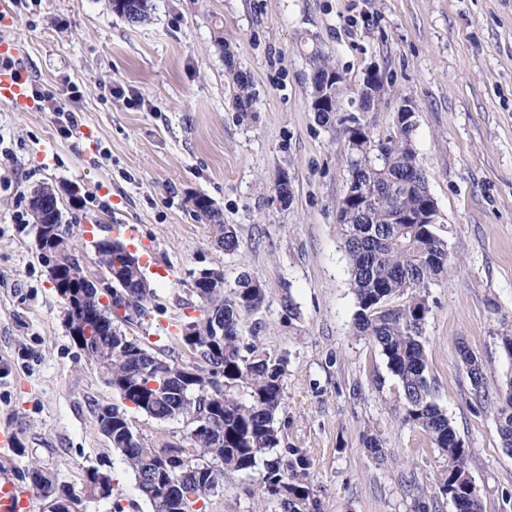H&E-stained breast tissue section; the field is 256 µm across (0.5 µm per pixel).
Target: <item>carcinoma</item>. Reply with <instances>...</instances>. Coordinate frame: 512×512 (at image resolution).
Returning <instances> with one entry per match:
<instances>
[{"label": "carcinoma", "mask_w": 512, "mask_h": 512, "mask_svg": "<svg viewBox=\"0 0 512 512\" xmlns=\"http://www.w3.org/2000/svg\"><path fill=\"white\" fill-rule=\"evenodd\" d=\"M113 11L131 25L143 22L151 9L150 0H112ZM224 51V63L234 89L237 111L247 112L254 101L253 81L246 71L235 69L230 42L219 31L215 39ZM311 70L320 78L312 82L311 109L324 125L337 122L349 151V182L370 196V208L363 211L350 204L338 212L345 252L349 257L351 285L356 311L357 335L378 346L387 367L399 382L403 401L402 421L420 428L434 447L445 456V466L437 478L438 492L448 497L455 512H482L479 499L460 500L455 492L474 485L470 470V452L457 435L447 415L436 403L439 383L430 376L422 338L423 324L430 312L428 290L448 274V244L438 236L433 224H399V214H414L423 208L426 196L425 174L417 158L412 139L415 125L389 138L386 152L372 150L373 135L354 116L337 117L341 111L342 80L336 75L329 57L317 46L310 47ZM58 199L56 189L43 184L30 195L29 207L34 219L46 224L52 212L45 200ZM195 198L197 216L213 226L217 243L233 254L239 247L234 228L224 223L222 212ZM123 242H103L99 264L108 269L125 264ZM66 288L62 295L75 299L82 291L84 269L72 240L60 249ZM156 291L134 284L126 302L112 300L98 308L111 322L117 320L138 327L143 335L129 338L121 345L116 336H91L81 349L99 370L105 382L120 399L112 406V420L99 416L102 435L121 455L131 472L136 489L147 500L150 512H204L202 504L223 485L224 472L250 475L263 465L260 493L280 502L283 512H320L318 499L309 480L312 466L308 454L282 446L278 415L285 401V365L283 357L273 358L254 342H244L240 328L245 316L264 301L260 283L242 274L235 287L200 298V315L177 321L178 332L167 337L168 344L158 352L150 347L151 309ZM224 310V335L210 332L209 309ZM88 310L76 304L69 313L71 337L83 331ZM192 335H185V330ZM194 346L196 371L193 397H182L186 377L184 351ZM478 399H487L486 372L481 360L468 372ZM143 413L160 424L184 421L187 444L178 448L166 444L160 448L148 444L135 430L129 411ZM208 418L223 432L224 442L192 435V419ZM496 425L503 448L512 452V377L506 379L499 394ZM154 468L164 485L179 492L177 510L162 503V492L147 480L145 471ZM69 494L81 492L109 500L115 493L110 471L97 469L79 490L66 485Z\"/></svg>", "instance_id": "carcinoma-1"}]
</instances>
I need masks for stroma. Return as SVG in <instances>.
<instances>
[{
  "instance_id": "1",
  "label": "stroma",
  "mask_w": 512,
  "mask_h": 512,
  "mask_svg": "<svg viewBox=\"0 0 512 512\" xmlns=\"http://www.w3.org/2000/svg\"><path fill=\"white\" fill-rule=\"evenodd\" d=\"M251 75L252 111H237L216 32ZM27 47L32 80L75 85L78 125L60 133L42 107L0 106V432L15 448L0 469L32 464L81 487L111 470L118 494L88 512H148L101 434L117 398L73 342L64 302L35 248L28 198L58 188L63 221L87 276L103 280L95 245L115 219L139 227L151 253L154 322L196 315L203 269L258 280L262 305L241 334L288 360L279 414L283 441L311 457L320 512H454L435 477L445 464L418 427L403 423L400 388L378 348L354 332L355 300L337 220L349 171L344 138L310 108L314 40L344 77L342 113L378 138L401 100L415 109L414 141L448 243L451 272L429 290L423 326L436 401L470 450L483 512H512V453L493 405L478 401L460 362L466 344L496 392L512 375L498 337L512 327V0H153L129 24L110 0H0V40ZM377 67L389 102L353 105ZM288 177L290 205L275 187ZM211 198L233 225L228 255L193 200ZM381 435L377 460L363 444ZM206 512H282L257 478L228 472Z\"/></svg>"
}]
</instances>
